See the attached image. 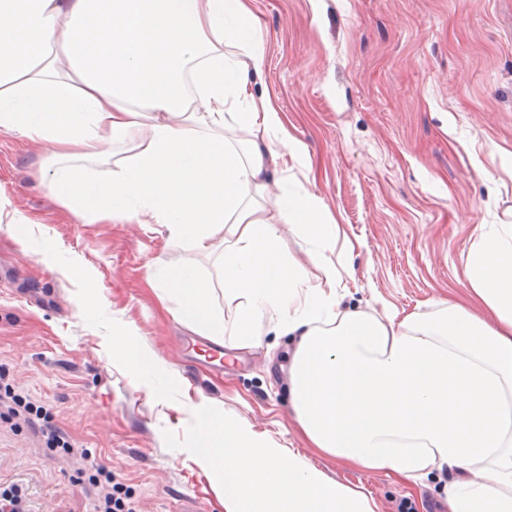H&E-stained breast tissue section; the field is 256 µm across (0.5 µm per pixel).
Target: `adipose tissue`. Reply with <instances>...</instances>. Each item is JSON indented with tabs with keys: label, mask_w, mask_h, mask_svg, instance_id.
<instances>
[{
	"label": "adipose tissue",
	"mask_w": 512,
	"mask_h": 512,
	"mask_svg": "<svg viewBox=\"0 0 512 512\" xmlns=\"http://www.w3.org/2000/svg\"><path fill=\"white\" fill-rule=\"evenodd\" d=\"M256 26L249 0H0V133L45 143L47 188L76 221L159 224L199 254L223 242L232 321L195 266L149 276L197 333L229 328L252 347L269 315L298 337L290 403L312 447L409 483L447 467L448 512H512V224L479 225L468 250L484 316L444 299L399 323L341 309L327 256L338 224L310 195H269L287 163L310 161L252 90ZM106 160L108 180L86 175ZM283 224L314 246L313 285L284 253Z\"/></svg>",
	"instance_id": "adipose-tissue-1"
}]
</instances>
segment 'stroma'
I'll return each instance as SVG.
<instances>
[{"label":"stroma","instance_id":"1","mask_svg":"<svg viewBox=\"0 0 512 512\" xmlns=\"http://www.w3.org/2000/svg\"><path fill=\"white\" fill-rule=\"evenodd\" d=\"M267 94L312 170L281 175L341 227L343 307L403 320L450 299L476 315L465 275L478 224L512 222V0H252ZM46 147L0 134V379L110 470L141 512H224L185 449L209 401L327 478L370 492L375 512H445L454 471L407 485L309 448L280 365L296 340L259 319L260 343L224 338V365L147 282L150 265L211 259L168 243L158 224H84L46 189ZM106 298L85 299L82 277ZM124 334L161 363L147 375L112 353ZM79 457L0 424V488L30 512H93Z\"/></svg>","mask_w":512,"mask_h":512}]
</instances>
